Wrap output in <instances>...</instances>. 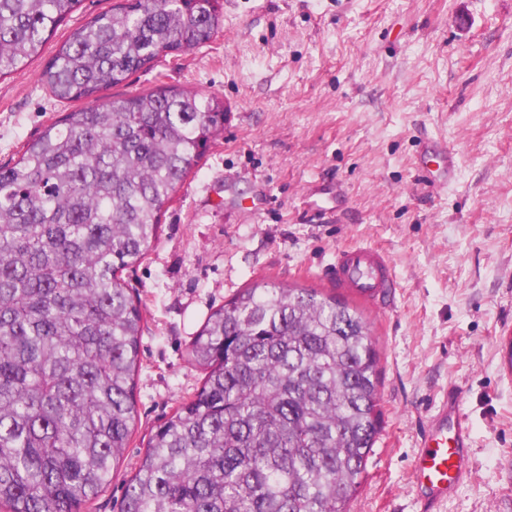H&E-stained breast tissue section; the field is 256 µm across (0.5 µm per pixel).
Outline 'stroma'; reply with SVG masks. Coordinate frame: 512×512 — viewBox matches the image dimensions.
Returning <instances> with one entry per match:
<instances>
[{
	"mask_svg": "<svg viewBox=\"0 0 512 512\" xmlns=\"http://www.w3.org/2000/svg\"><path fill=\"white\" fill-rule=\"evenodd\" d=\"M116 0H81L18 72L0 78V163L69 104L41 71ZM208 45L129 83L224 100V134L167 203L125 278L144 316L135 430L92 512H120L157 426L200 389L188 346L211 310L261 280L330 293L337 250L391 258L390 309L364 308L379 353L382 430L351 512H420L419 434L462 391L474 468L442 512H512V0H219ZM450 179L416 170L424 145Z\"/></svg>",
	"mask_w": 512,
	"mask_h": 512,
	"instance_id": "obj_1",
	"label": "stroma"
}]
</instances>
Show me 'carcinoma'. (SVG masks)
Returning <instances> with one entry per match:
<instances>
[{
	"label": "carcinoma",
	"instance_id": "1",
	"mask_svg": "<svg viewBox=\"0 0 512 512\" xmlns=\"http://www.w3.org/2000/svg\"><path fill=\"white\" fill-rule=\"evenodd\" d=\"M81 0H0V77ZM219 0H118L42 82L65 112L0 165V508L90 512L135 423L144 317L123 272L224 132V100L176 86L102 100L209 43ZM201 388L159 425L121 512H350L381 429L358 308L262 280L189 345Z\"/></svg>",
	"mask_w": 512,
	"mask_h": 512
}]
</instances>
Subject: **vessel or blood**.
Masks as SVG:
<instances>
[{"instance_id":"obj_1","label":"vessel or blood","mask_w":512,"mask_h":512,"mask_svg":"<svg viewBox=\"0 0 512 512\" xmlns=\"http://www.w3.org/2000/svg\"><path fill=\"white\" fill-rule=\"evenodd\" d=\"M328 279L374 309L388 308L397 288L388 255L370 245L337 251ZM472 469L471 424L460 393L452 392L425 425L414 460L412 487L423 512H435Z\"/></svg>"}]
</instances>
